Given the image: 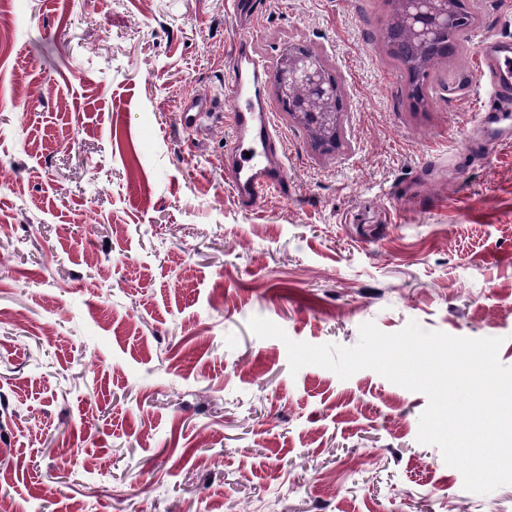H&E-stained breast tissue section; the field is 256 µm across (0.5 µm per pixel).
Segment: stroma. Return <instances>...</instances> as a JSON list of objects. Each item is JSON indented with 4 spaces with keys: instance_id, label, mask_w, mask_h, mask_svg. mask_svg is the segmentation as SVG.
Returning <instances> with one entry per match:
<instances>
[{
    "instance_id": "35a3bbf8",
    "label": "stroma",
    "mask_w": 512,
    "mask_h": 512,
    "mask_svg": "<svg viewBox=\"0 0 512 512\" xmlns=\"http://www.w3.org/2000/svg\"><path fill=\"white\" fill-rule=\"evenodd\" d=\"M10 0L0 28V504L9 512H512L417 440L427 397L363 369L291 372L285 340L351 347L409 322L499 337L512 366V140L490 94L412 110L385 0ZM339 82L341 145L279 100L285 181L254 207L224 175L239 38ZM472 40L512 41V0ZM210 100L197 129L180 113Z\"/></svg>"
}]
</instances>
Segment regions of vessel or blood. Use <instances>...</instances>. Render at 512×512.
Segmentation results:
<instances>
[{"label":"vessel or blood","mask_w":512,"mask_h":512,"mask_svg":"<svg viewBox=\"0 0 512 512\" xmlns=\"http://www.w3.org/2000/svg\"><path fill=\"white\" fill-rule=\"evenodd\" d=\"M475 55L495 90L496 110H512V44L480 41ZM227 67L231 76L224 83V97L230 107L231 137L224 169L236 197L253 203L284 180V168L277 162L280 134L265 95L271 72L247 39L240 40L228 55Z\"/></svg>","instance_id":"obj_1"}]
</instances>
